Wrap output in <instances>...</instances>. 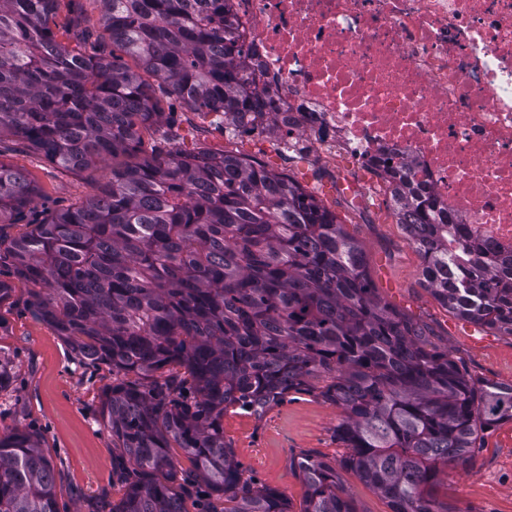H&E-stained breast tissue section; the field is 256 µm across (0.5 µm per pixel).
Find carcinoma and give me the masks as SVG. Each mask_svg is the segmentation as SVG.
Segmentation results:
<instances>
[{
    "label": "carcinoma",
    "instance_id": "carcinoma-1",
    "mask_svg": "<svg viewBox=\"0 0 512 512\" xmlns=\"http://www.w3.org/2000/svg\"><path fill=\"white\" fill-rule=\"evenodd\" d=\"M102 33L77 0H0V140L74 172L108 168L97 192L22 235H0V266L74 353L112 366L101 416L112 479L125 487L89 512H292L244 477L224 412L261 414L318 389L341 412L338 467L308 456L301 512H357L340 472L391 512H451L448 466L512 421V382L467 373L427 324L384 300L363 244L336 212L260 161L170 146L160 89L233 131L265 114L228 0H96ZM67 9L59 40L51 24ZM90 51H84V47ZM128 56L135 67L128 66ZM425 288L458 319L512 335V255L492 254L440 215L408 168L377 164ZM39 189L0 161V224L23 219ZM190 462L183 468L170 449ZM0 512H61L48 449L0 436Z\"/></svg>",
    "mask_w": 512,
    "mask_h": 512
}]
</instances>
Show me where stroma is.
I'll return each mask as SVG.
<instances>
[{
  "instance_id": "obj_1",
  "label": "stroma",
  "mask_w": 512,
  "mask_h": 512,
  "mask_svg": "<svg viewBox=\"0 0 512 512\" xmlns=\"http://www.w3.org/2000/svg\"><path fill=\"white\" fill-rule=\"evenodd\" d=\"M171 110L176 148L229 151L293 177L335 210L347 232L363 243L381 297L425 321L435 342L448 347L470 374L512 381V336L477 331L439 305L423 285L419 255L391 215L385 184L350 155L325 160L305 138L299 141L306 149L301 155L266 134L231 133L223 117L190 111L180 102H173ZM0 161L29 173L41 191L25 222L7 226L13 236L26 232L45 211L81 202L101 181L98 173L66 171L8 138L0 141ZM351 181L359 187L360 202L346 190ZM27 297L20 285L0 303V351L14 364L12 386L0 392V434L22 431L42 440L60 475L59 498L65 506L104 494L119 498L123 489L112 481V433L100 415L112 370L81 362L31 312ZM339 416V409L317 393L293 392L259 415L229 408L224 439L246 475L284 493L293 512H300L306 488L295 465L307 455L338 463L345 453L333 434ZM448 502L454 512H512V422L487 433L469 465L449 470Z\"/></svg>"
}]
</instances>
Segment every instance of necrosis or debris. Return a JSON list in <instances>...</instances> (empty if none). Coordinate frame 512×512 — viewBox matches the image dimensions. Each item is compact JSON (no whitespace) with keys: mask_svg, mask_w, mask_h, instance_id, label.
Segmentation results:
<instances>
[{"mask_svg":"<svg viewBox=\"0 0 512 512\" xmlns=\"http://www.w3.org/2000/svg\"><path fill=\"white\" fill-rule=\"evenodd\" d=\"M281 135L409 164L449 216L512 254V0H231Z\"/></svg>","mask_w":512,"mask_h":512,"instance_id":"obj_1","label":"necrosis or debris"}]
</instances>
